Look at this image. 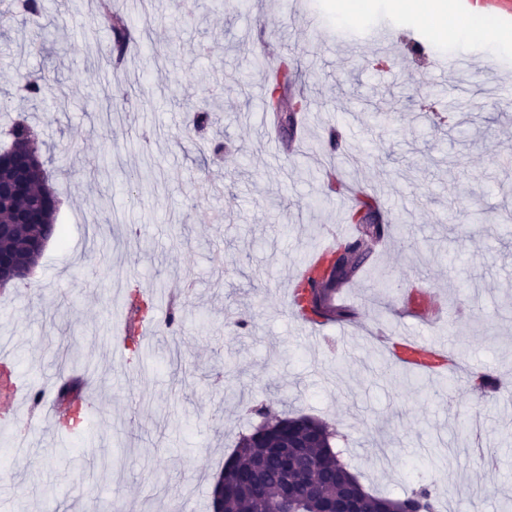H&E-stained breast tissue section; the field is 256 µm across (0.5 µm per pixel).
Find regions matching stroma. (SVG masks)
<instances>
[{
  "label": "stroma",
  "mask_w": 512,
  "mask_h": 512,
  "mask_svg": "<svg viewBox=\"0 0 512 512\" xmlns=\"http://www.w3.org/2000/svg\"><path fill=\"white\" fill-rule=\"evenodd\" d=\"M134 13L138 0H112ZM149 0L124 86L101 53L109 30L94 0H53L43 33L22 21L0 32V147L26 117L52 158L57 225L67 244H47L26 283L0 291V346L29 385L57 396L64 350L89 378L96 405L83 425L52 433L38 412L23 428L0 427V445L22 440L25 456L0 476V512H212L211 491L251 406L321 419L366 490L404 497L417 462L441 512H501L512 497V50L475 41L457 48L395 0H366L343 18L344 0H307L330 24L321 47L283 0ZM393 26L394 45L367 27ZM43 36L42 51L29 44ZM472 57L475 68L431 75L433 51ZM291 57L292 97L311 101L274 157L262 124L263 78L253 61ZM390 58L374 69L372 59ZM33 71L55 90L49 105L24 100ZM397 110L380 120V98ZM206 109L198 137L188 111ZM355 166L380 197L393 229L365 270L337 295L353 310L326 340L311 339L287 301L295 263L326 226H346L347 204L316 173L321 142ZM137 172L136 195L125 175ZM420 284L455 321L401 324L447 343L468 372L404 382L378 365L380 343L362 328L398 322L402 293ZM163 288L184 321L160 323L123 360L106 348L125 299ZM496 376L476 395L473 374Z\"/></svg>",
  "instance_id": "stroma-1"
}]
</instances>
